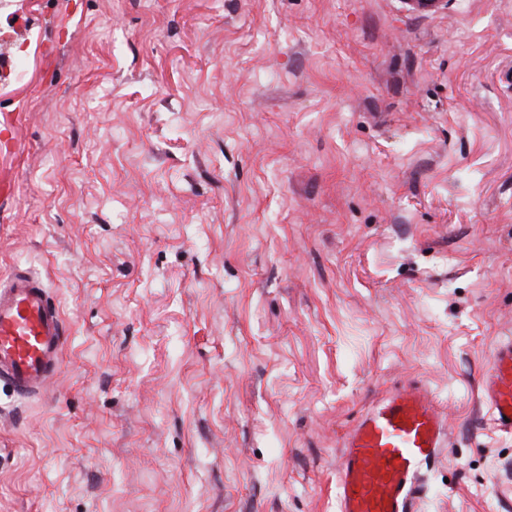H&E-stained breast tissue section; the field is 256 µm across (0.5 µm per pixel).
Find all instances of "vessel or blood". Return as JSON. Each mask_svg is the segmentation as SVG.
<instances>
[{
	"instance_id": "b4317fda",
	"label": "vessel or blood",
	"mask_w": 512,
	"mask_h": 512,
	"mask_svg": "<svg viewBox=\"0 0 512 512\" xmlns=\"http://www.w3.org/2000/svg\"><path fill=\"white\" fill-rule=\"evenodd\" d=\"M66 328L44 279L15 266L0 277V381L13 394H41L63 370ZM483 398L496 426L512 433V340L491 351ZM446 426L420 388H395L344 437L337 477L339 512H407L420 469L443 447Z\"/></svg>"
}]
</instances>
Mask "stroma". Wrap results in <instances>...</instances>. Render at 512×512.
I'll return each instance as SVG.
<instances>
[{"mask_svg":"<svg viewBox=\"0 0 512 512\" xmlns=\"http://www.w3.org/2000/svg\"><path fill=\"white\" fill-rule=\"evenodd\" d=\"M0 119V275L68 328L44 397L0 384V512H338L416 383L411 512H512V0H0ZM483 398L496 426L512 433V340L499 342L491 351L483 373ZM446 426L420 388H395L344 437L337 477L340 512H407L420 469L434 459Z\"/></svg>","mask_w":512,"mask_h":512,"instance_id":"35a3bbf8","label":"stroma"}]
</instances>
